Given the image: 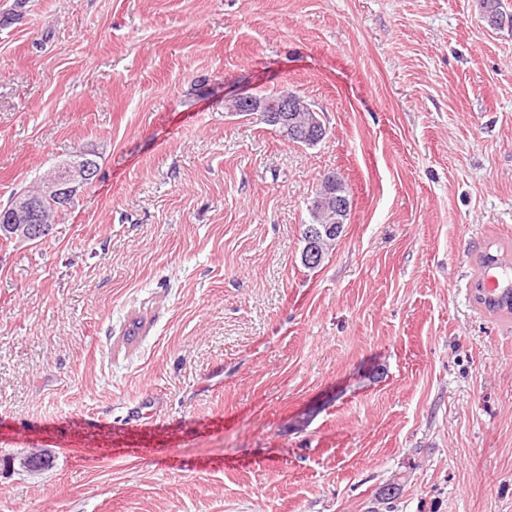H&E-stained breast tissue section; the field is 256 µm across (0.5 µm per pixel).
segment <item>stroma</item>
<instances>
[{
	"label": "stroma",
	"instance_id": "obj_1",
	"mask_svg": "<svg viewBox=\"0 0 512 512\" xmlns=\"http://www.w3.org/2000/svg\"><path fill=\"white\" fill-rule=\"evenodd\" d=\"M0 0V512H512V26L478 0ZM285 87L308 147L237 92ZM340 174L348 224L300 260ZM137 336H127L132 321ZM53 453L38 474L6 459ZM93 160V172L90 174L89 178H87V170L89 167L88 162H90V160L87 159L72 160L59 165L55 167L52 173L43 180L40 188V195L36 196V198L50 199L40 202V212L42 217L40 224H43L45 231L41 236L32 239L26 230L29 241L34 243L41 242L52 234L54 224L51 219L55 214L64 210H60L61 208H65L64 206L61 207L55 200L65 201L66 199H69L76 193L80 186L84 183H91L96 178L99 165L95 159ZM38 200L34 197L27 196H16L3 216L0 219V237L10 235L12 232V238H15L18 226L20 229L23 224H37L39 217V205ZM488 254V253H487ZM487 254L482 256L479 260V270H478V278L476 283H478L477 291L482 293V288H480V281L482 282L487 292L499 294L503 292L505 288L507 289V297L510 294V298L512 299V288H509V275L511 274L510 260L507 259V264L503 265H494L486 268L485 273L482 278L483 268L488 266V258ZM482 278V279H481ZM486 291L483 294H479L476 297V301L478 304L482 305L488 312L494 313L504 308L507 309L508 313H512V301L508 306L506 304V300L504 301L498 299H493L488 296ZM482 295V296H481ZM506 304V305H505Z\"/></svg>",
	"mask_w": 512,
	"mask_h": 512
}]
</instances>
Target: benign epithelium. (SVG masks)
<instances>
[{
	"instance_id": "7a95c632",
	"label": "benign epithelium",
	"mask_w": 512,
	"mask_h": 512,
	"mask_svg": "<svg viewBox=\"0 0 512 512\" xmlns=\"http://www.w3.org/2000/svg\"><path fill=\"white\" fill-rule=\"evenodd\" d=\"M234 100L235 113L250 115L258 112L267 124L275 127L284 137L299 138L302 129H310L314 131V136L305 140V143L308 146H314L326 136L327 130L320 119V112L311 113V120L307 123L299 122L297 112L301 98L287 90H279L275 96L269 98H260L248 92H241L234 96ZM88 167L86 160H72L55 167L43 180L39 199L64 201L70 198L85 183ZM312 205L317 210L327 207L331 222L309 226L310 238L320 241L337 237L341 228L347 223L351 211V202L348 196L341 192L337 176L331 175L323 179L318 194L312 198ZM38 217V199L27 196L15 197L6 214L0 217V237L16 232L25 224L37 223Z\"/></svg>"
}]
</instances>
